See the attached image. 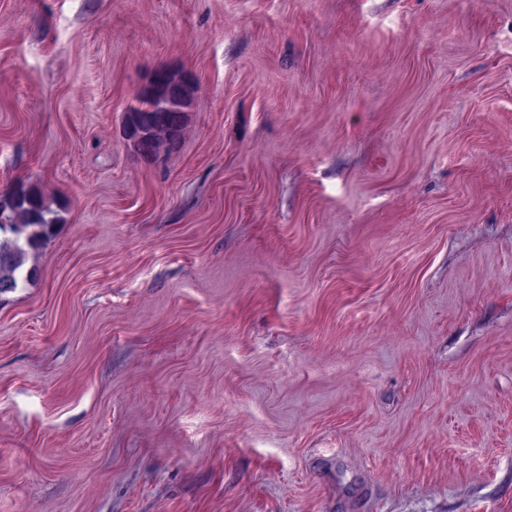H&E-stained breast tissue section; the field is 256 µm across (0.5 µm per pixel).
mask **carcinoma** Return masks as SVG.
<instances>
[{"mask_svg": "<svg viewBox=\"0 0 512 512\" xmlns=\"http://www.w3.org/2000/svg\"><path fill=\"white\" fill-rule=\"evenodd\" d=\"M139 106L129 110L124 134L134 151L146 161L160 148L177 150L185 127V109L190 89L165 70L155 72L149 86L138 97ZM53 211L36 188L19 186L0 195V233L10 234L0 245V292L11 293L33 283L37 269L25 268L26 255L39 249L55 224Z\"/></svg>", "mask_w": 512, "mask_h": 512, "instance_id": "cac0c4a2", "label": "carcinoma"}]
</instances>
